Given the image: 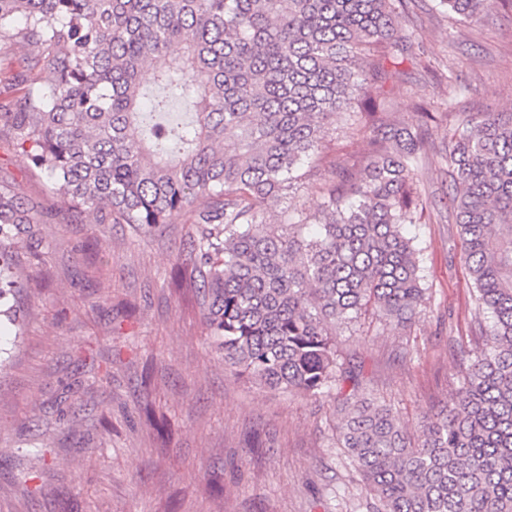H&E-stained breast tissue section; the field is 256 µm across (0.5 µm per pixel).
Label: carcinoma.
Segmentation results:
<instances>
[{
	"label": "carcinoma",
	"instance_id": "obj_1",
	"mask_svg": "<svg viewBox=\"0 0 512 512\" xmlns=\"http://www.w3.org/2000/svg\"><path fill=\"white\" fill-rule=\"evenodd\" d=\"M408 0H0V45L27 53L26 84L0 112L48 193L31 202L0 172V296L40 257L34 225L85 214L154 232L197 225L188 260L204 321L239 378L304 396L355 379L336 334L366 305L394 327L428 300L407 236L419 197L421 127L392 123L373 92L404 52ZM465 20L512 0H438ZM357 108L372 152L335 167L317 231L268 229L318 157L329 121ZM452 202L478 307L489 315L455 406L407 432L392 409L352 393L338 447L373 512H512V112H483L448 141Z\"/></svg>",
	"mask_w": 512,
	"mask_h": 512
}]
</instances>
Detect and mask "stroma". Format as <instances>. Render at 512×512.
<instances>
[{"label":"stroma","instance_id":"1","mask_svg":"<svg viewBox=\"0 0 512 512\" xmlns=\"http://www.w3.org/2000/svg\"><path fill=\"white\" fill-rule=\"evenodd\" d=\"M399 29L411 47L381 93L388 117L414 124L419 104L441 115L423 131L421 206L407 227L431 299L400 331L363 311L337 346L361 363L362 395L415 434L453 405L460 353L479 347L488 322L448 203V132L479 112H512V14L466 23L411 0ZM369 153L368 134L337 118L320 166L267 200V222L314 218L316 183ZM35 230L49 247L42 285L22 300L23 335L0 345V512H372L336 444L334 401L233 376L197 289L171 286L194 225L143 233L72 218ZM43 449L67 468L47 467Z\"/></svg>","mask_w":512,"mask_h":512}]
</instances>
